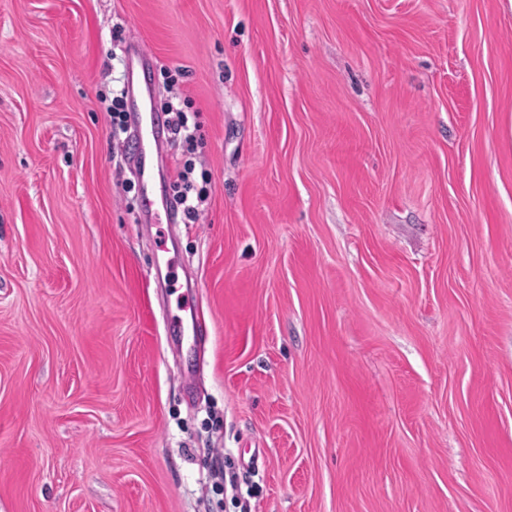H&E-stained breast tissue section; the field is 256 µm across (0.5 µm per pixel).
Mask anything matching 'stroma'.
<instances>
[{
  "label": "stroma",
  "mask_w": 512,
  "mask_h": 512,
  "mask_svg": "<svg viewBox=\"0 0 512 512\" xmlns=\"http://www.w3.org/2000/svg\"><path fill=\"white\" fill-rule=\"evenodd\" d=\"M0 512H512V0H0ZM166 114L168 115L167 126L168 129L177 136L181 137L184 154H192L194 153L196 147V136L194 129L191 130L188 126V118L186 113L183 111L181 107L175 106L171 103L165 109ZM134 120L139 130V142L141 151L139 156V175L143 182L141 201H140V218L145 223L152 224L160 214L157 203L148 192V185L153 178V169L146 162L145 142L148 146H154L157 150L160 147L162 132L161 124H159L153 113L149 119H144L140 113H134ZM193 171L194 168L192 167V163L187 160L182 165H179L176 176L172 181V186L175 192L174 198L177 204L183 206L185 223L188 224L195 223L199 211L198 207L205 202L209 193L206 187H201V189L196 193V204L193 200L190 201L189 193L191 190H194V185L190 180V175Z\"/></svg>",
  "instance_id": "35a3bbf8"
}]
</instances>
